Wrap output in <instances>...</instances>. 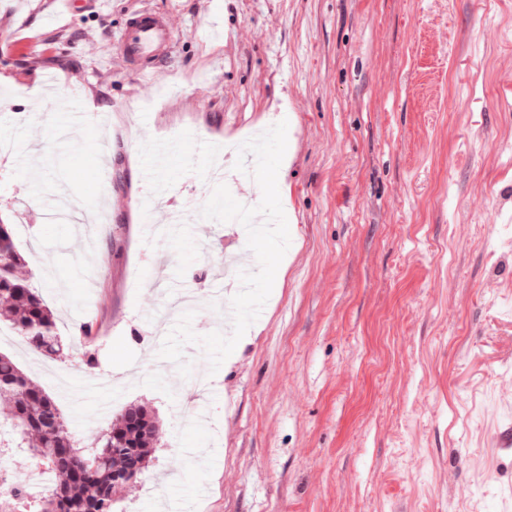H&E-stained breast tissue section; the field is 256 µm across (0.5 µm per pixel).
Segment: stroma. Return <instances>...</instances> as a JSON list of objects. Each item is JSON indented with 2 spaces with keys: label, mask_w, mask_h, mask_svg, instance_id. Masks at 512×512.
<instances>
[{
  "label": "stroma",
  "mask_w": 512,
  "mask_h": 512,
  "mask_svg": "<svg viewBox=\"0 0 512 512\" xmlns=\"http://www.w3.org/2000/svg\"><path fill=\"white\" fill-rule=\"evenodd\" d=\"M0 0V220L74 353L0 338L89 444L129 405L163 434L113 512H512V0ZM178 33L144 82L116 42ZM54 92L106 112L102 132ZM287 121L296 223L250 344L159 358L194 290L224 329L238 222L200 218L224 146ZM111 151L93 155L98 134ZM193 168L133 208L140 143ZM195 220L171 228L169 202ZM93 356L86 367L85 356ZM178 36L169 20L149 8L132 11L117 40V49L127 67L143 79H151L166 67Z\"/></svg>",
  "instance_id": "35a3bbf8"
}]
</instances>
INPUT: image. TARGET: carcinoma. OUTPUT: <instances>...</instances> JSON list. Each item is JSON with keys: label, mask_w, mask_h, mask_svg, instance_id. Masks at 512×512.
Listing matches in <instances>:
<instances>
[{"label": "carcinoma", "mask_w": 512, "mask_h": 512, "mask_svg": "<svg viewBox=\"0 0 512 512\" xmlns=\"http://www.w3.org/2000/svg\"><path fill=\"white\" fill-rule=\"evenodd\" d=\"M25 259L16 247L12 225L0 221V324L7 325L33 350L62 355L54 313L22 274ZM0 448H20L51 475L49 494L37 512H112L117 489L133 484L147 467L161 434L145 406L124 409L90 447L71 435L53 398L0 352Z\"/></svg>", "instance_id": "obj_1"}]
</instances>
